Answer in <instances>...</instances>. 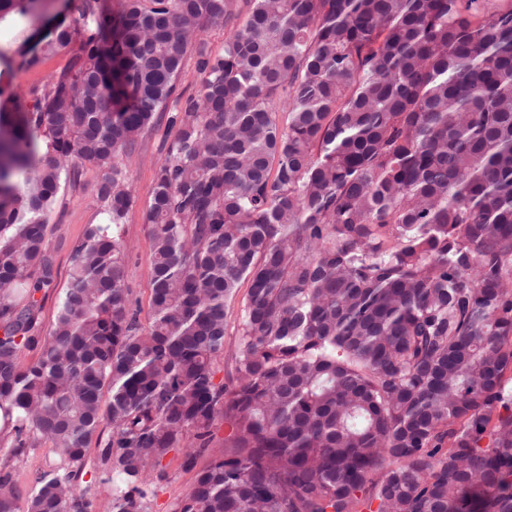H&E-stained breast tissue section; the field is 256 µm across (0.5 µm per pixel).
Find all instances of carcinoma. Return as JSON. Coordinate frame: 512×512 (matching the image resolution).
Segmentation results:
<instances>
[{
  "mask_svg": "<svg viewBox=\"0 0 512 512\" xmlns=\"http://www.w3.org/2000/svg\"><path fill=\"white\" fill-rule=\"evenodd\" d=\"M76 36L0 108V512H94L101 486L150 512L169 453L209 448L176 512H512V0H85L45 51ZM167 111L145 326L118 157ZM85 163L107 222L46 328L49 214ZM200 75L197 69V57L196 55L188 56L179 79L176 83L175 91L171 99H175L179 96L186 98L191 94H195L198 90ZM59 462V457L52 445L43 444L40 448H31L21 457L17 465V478L19 483L29 488L30 480L36 471H51Z\"/></svg>",
  "mask_w": 512,
  "mask_h": 512,
  "instance_id": "obj_1",
  "label": "carcinoma"
}]
</instances>
